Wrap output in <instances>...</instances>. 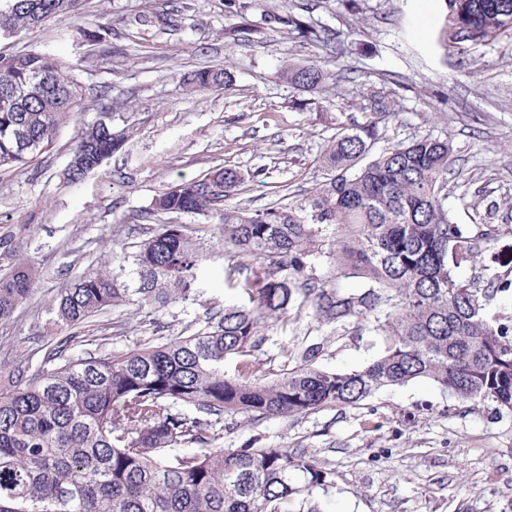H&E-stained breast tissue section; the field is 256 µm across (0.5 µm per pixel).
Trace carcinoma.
I'll return each mask as SVG.
<instances>
[{"label":"carcinoma","mask_w":512,"mask_h":512,"mask_svg":"<svg viewBox=\"0 0 512 512\" xmlns=\"http://www.w3.org/2000/svg\"><path fill=\"white\" fill-rule=\"evenodd\" d=\"M448 42L473 47L512 39V0H451ZM81 0H0V26L33 31L77 15ZM288 26L323 41L295 15ZM46 79L35 93L31 82ZM281 78L318 93L328 78L322 62L290 64ZM189 92L228 89L225 68L185 78ZM83 97L70 67L55 54H0V170L29 164L54 141ZM366 121L340 128L321 157L323 180L304 202L250 210L234 202L244 176L219 167L161 191L152 213L219 212V242L242 259L243 278L227 286L245 302L209 314L187 336L147 341L114 354L105 336H89L91 319L117 307L157 328L171 304L194 303L209 247L185 224H160L112 250L60 290L59 336L41 365H16L0 379V512H322L335 472L299 448H226L224 417L288 418L332 406L356 405L377 391L427 379L462 400H491L512 409V326L491 320L486 301L508 285L458 275L475 263L480 241L452 220L448 139L418 137L379 153V124L390 113L375 100ZM39 144L35 152L22 141ZM127 140L93 123L75 146L80 159L67 175L76 184L101 157ZM329 243L344 290L308 275ZM288 270L317 315L331 324L368 323L381 337L379 356L351 371L304 364L269 379L259 375V325L286 314L290 288H260L271 268ZM33 273L17 266L0 275V321L33 292ZM82 348L74 356L72 351ZM238 360L236 373L224 361Z\"/></svg>","instance_id":"1"}]
</instances>
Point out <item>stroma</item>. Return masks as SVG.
I'll return each instance as SVG.
<instances>
[{
  "mask_svg": "<svg viewBox=\"0 0 512 512\" xmlns=\"http://www.w3.org/2000/svg\"><path fill=\"white\" fill-rule=\"evenodd\" d=\"M295 14L342 33L326 46L285 24ZM448 0H84L60 16L0 42V51L47 50L65 60L86 95L52 145L30 165L0 171V273L24 263L33 296L0 322V372L22 360L38 367L55 334L61 288L107 259L112 244L143 238L158 223L187 224L212 238L219 215L150 213L153 198L215 167L245 176L238 203L262 209L280 197L296 204L323 177L329 138L365 121L371 96L391 112L377 150L419 136L451 139L448 208L457 223L492 213L495 233L481 244L467 279L512 273V47L449 46ZM106 24L111 48L80 36L89 20ZM317 59L329 73L322 94L281 79L291 63ZM226 66L229 90L188 93L187 73ZM105 120L128 132L125 147L78 184L65 170L87 124ZM232 260L214 251L206 288L192 304L164 311L163 334H185L206 309L239 302L226 278ZM270 284L292 290L286 321L260 330L266 376L302 363L352 370L377 356L379 337L316 315L291 275ZM123 322L111 341L122 352L149 339L138 314L99 315L93 327ZM301 448L336 474L320 496L323 512H512V410L463 401L426 380L384 388L351 406L288 419L245 415L224 421V445Z\"/></svg>",
  "mask_w": 512,
  "mask_h": 512,
  "instance_id": "35a3bbf8",
  "label": "stroma"
}]
</instances>
